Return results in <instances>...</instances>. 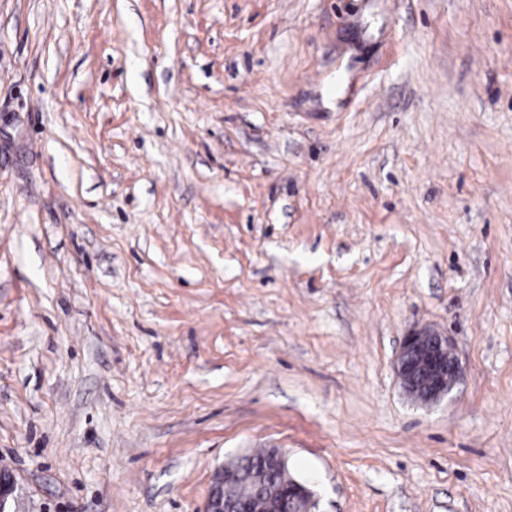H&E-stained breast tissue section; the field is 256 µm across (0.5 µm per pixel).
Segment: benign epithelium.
<instances>
[{
  "mask_svg": "<svg viewBox=\"0 0 512 512\" xmlns=\"http://www.w3.org/2000/svg\"><path fill=\"white\" fill-rule=\"evenodd\" d=\"M395 375L414 401L432 404L448 396L460 377V363L450 337L424 327L409 333L394 364ZM287 457L279 448H269L264 455L268 472L286 470ZM14 480L0 473V512L8 510ZM311 483L292 478L270 491L242 480V474L226 464L213 474L204 512H282L292 500L310 499L315 504Z\"/></svg>",
  "mask_w": 512,
  "mask_h": 512,
  "instance_id": "benign-epithelium-1",
  "label": "benign epithelium"
}]
</instances>
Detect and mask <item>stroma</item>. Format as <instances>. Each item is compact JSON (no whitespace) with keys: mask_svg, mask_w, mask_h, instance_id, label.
<instances>
[{"mask_svg":"<svg viewBox=\"0 0 512 512\" xmlns=\"http://www.w3.org/2000/svg\"><path fill=\"white\" fill-rule=\"evenodd\" d=\"M260 448L317 512H512V0H0L13 512H203ZM408 396L432 404L448 396L460 377V363L449 336L424 327L409 333L394 364ZM265 449L257 450L251 453V457L248 458V462L242 466V469L249 473L254 467L258 466L263 456L264 468L268 472H281L286 470L287 457L280 448H267L264 455Z\"/></svg>","mask_w":512,"mask_h":512,"instance_id":"obj_1","label":"stroma"}]
</instances>
